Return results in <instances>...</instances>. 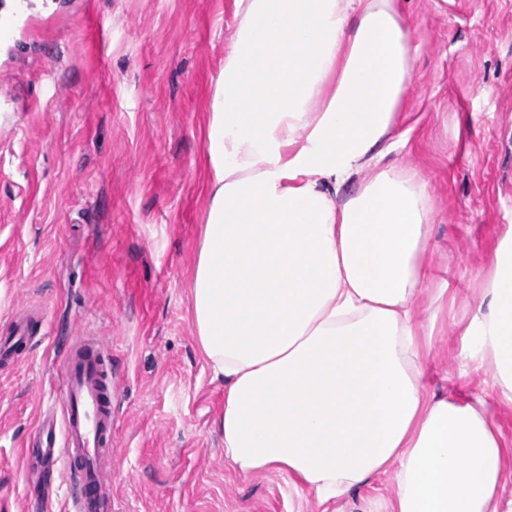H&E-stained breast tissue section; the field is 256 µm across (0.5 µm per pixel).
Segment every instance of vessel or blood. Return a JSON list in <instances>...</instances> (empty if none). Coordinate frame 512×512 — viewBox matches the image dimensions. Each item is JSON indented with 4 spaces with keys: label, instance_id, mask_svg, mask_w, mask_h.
<instances>
[{
    "label": "vessel or blood",
    "instance_id": "vessel-or-blood-1",
    "mask_svg": "<svg viewBox=\"0 0 512 512\" xmlns=\"http://www.w3.org/2000/svg\"><path fill=\"white\" fill-rule=\"evenodd\" d=\"M31 341L26 325L0 336V361L11 360ZM101 342L77 337L63 355V394L60 412L42 420L39 452L48 465L65 460L66 482L82 485L84 493L73 512H112V480L107 459L112 453V374Z\"/></svg>",
    "mask_w": 512,
    "mask_h": 512
}]
</instances>
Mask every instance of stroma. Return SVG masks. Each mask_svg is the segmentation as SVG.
I'll return each instance as SVG.
<instances>
[{"mask_svg": "<svg viewBox=\"0 0 512 512\" xmlns=\"http://www.w3.org/2000/svg\"><path fill=\"white\" fill-rule=\"evenodd\" d=\"M414 48L386 165L424 180L415 319L428 390L489 395L512 490V402L466 333L512 240V0H396ZM235 0H0V512H67L33 449L75 337L112 363L115 512H324L287 474L244 475L213 421L224 384L196 341L191 283L209 209L207 128ZM32 336L24 324H16L12 336H0V361L2 363L11 360L18 350L25 348Z\"/></svg>", "mask_w": 512, "mask_h": 512, "instance_id": "obj_1", "label": "stroma"}]
</instances>
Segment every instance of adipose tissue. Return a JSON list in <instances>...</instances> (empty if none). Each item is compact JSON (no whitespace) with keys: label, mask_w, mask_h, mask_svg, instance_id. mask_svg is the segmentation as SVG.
<instances>
[{"label":"adipose tissue","mask_w":512,"mask_h":512,"mask_svg":"<svg viewBox=\"0 0 512 512\" xmlns=\"http://www.w3.org/2000/svg\"><path fill=\"white\" fill-rule=\"evenodd\" d=\"M208 124L210 208L192 282L243 473L346 499L390 476L392 512H512L489 403L428 392L425 183L382 166L411 75L392 0H235ZM512 401V248L467 328Z\"/></svg>","instance_id":"ef3b65f1"}]
</instances>
